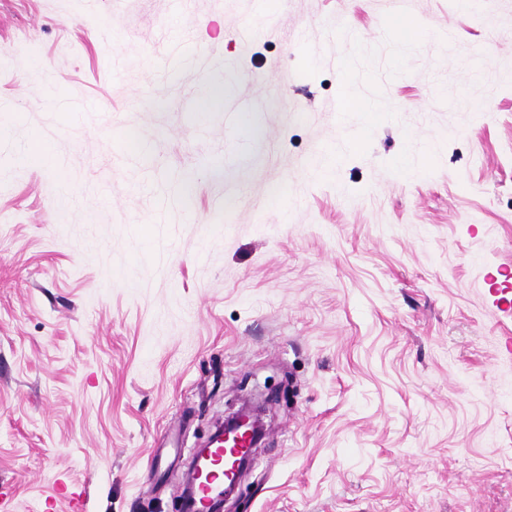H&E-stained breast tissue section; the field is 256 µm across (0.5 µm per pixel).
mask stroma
Segmentation results:
<instances>
[{"mask_svg": "<svg viewBox=\"0 0 512 512\" xmlns=\"http://www.w3.org/2000/svg\"><path fill=\"white\" fill-rule=\"evenodd\" d=\"M510 337L512 0H0L9 512H179L246 398L226 512H512ZM61 500L66 502L69 512L86 511L87 495L85 490L69 486L65 475L59 473L53 480L51 494L45 498L44 507L46 510H52Z\"/></svg>", "mask_w": 512, "mask_h": 512, "instance_id": "obj_1", "label": "stroma"}]
</instances>
